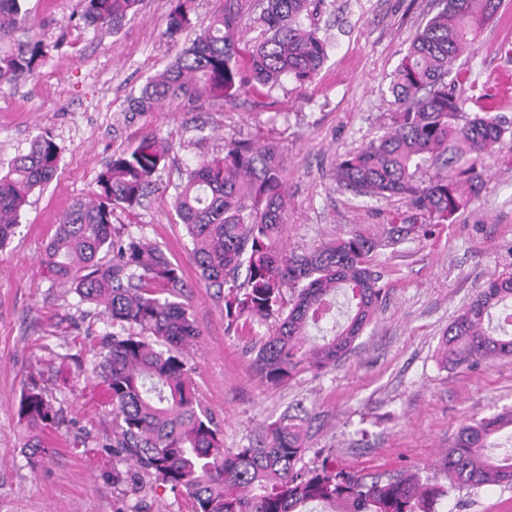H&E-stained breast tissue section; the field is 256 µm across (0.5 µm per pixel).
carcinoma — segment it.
I'll use <instances>...</instances> for the list:
<instances>
[{
	"label": "carcinoma",
	"instance_id": "obj_1",
	"mask_svg": "<svg viewBox=\"0 0 512 512\" xmlns=\"http://www.w3.org/2000/svg\"><path fill=\"white\" fill-rule=\"evenodd\" d=\"M23 2L0 0V33L24 26ZM82 2L85 25L115 30L138 0ZM172 2L164 31L171 40L192 27L193 0ZM318 2L219 0L174 64L132 98L130 110L146 112L177 100L229 102L257 84L312 81L327 58L318 28L304 23ZM440 4L396 70L391 93L400 111L390 131L336 163V180L354 193L404 200L412 215L402 223L384 224L373 236L353 228L310 252H286L285 161L272 144L231 140L224 156L187 170L175 186V211L199 279L224 292L226 333L243 332L253 322L272 327L250 360L254 376L269 387L336 365L385 292L374 250L454 218L478 193L480 157L506 145L502 117L465 115L447 81L456 60L497 17L502 0ZM246 15L255 16L261 33L244 43ZM41 55L40 44L23 41L0 52V86L30 73ZM167 156L166 143L155 136L113 154L97 175L92 196L61 216L42 258L53 280L106 318L109 331L89 352L92 377L111 407L112 437L103 447L112 449V484L152 478L185 494L193 512H306L312 503L329 505L331 512H437L448 488L413 471L362 473L328 461L310 471L298 468L309 419L302 407L266 425L256 443L224 449L221 429L200 400L184 356L201 331L183 272L159 244L112 225L115 208L132 209L151 194ZM58 161V146L42 135L0 175V251L14 235L29 196L54 177ZM429 162L443 172L417 181L416 172ZM342 293L350 302L346 320L326 332ZM494 357H512V275L488 281L442 338V359L454 367ZM66 371L78 379L85 369L39 359L26 374L18 417L31 432L25 453L32 466L48 451L45 431L64 423L47 394L46 375ZM505 429L512 430L511 407L457 431L444 457L450 486H512V452L488 453L490 439ZM128 462L132 468H118Z\"/></svg>",
	"mask_w": 512,
	"mask_h": 512
}]
</instances>
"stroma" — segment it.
<instances>
[{"label":"stroma","instance_id":"1","mask_svg":"<svg viewBox=\"0 0 512 512\" xmlns=\"http://www.w3.org/2000/svg\"><path fill=\"white\" fill-rule=\"evenodd\" d=\"M29 21L17 38L42 41L34 71L0 87V169L50 136L59 147L55 177L29 197L8 246L0 251V512H191L186 495L112 483L103 443L112 415L94 384H52L68 420L47 433L53 453L37 466L23 456L17 404L34 358L69 354L86 363L106 324L87 316L77 296L44 271L40 259L61 214L88 197L112 155L147 134L169 154L157 188L141 207L115 208L114 227L157 242L181 266L202 335L186 357L195 387L223 430L224 447L247 446L263 427L304 406L310 469L324 457L366 472H419L447 484L448 444L460 427L512 406V358L470 368L446 365L441 339L457 311L499 275L512 273V153L480 160L484 180L467 209L433 234L411 233L382 246L373 263L386 295L350 351L332 368L305 372L271 388L250 369L252 347L269 334H226L224 302L199 283L187 234L173 207V186L198 163L223 156L224 143H275L285 158L288 220L282 241L302 253L358 226L374 232L407 215L398 198L356 195L336 181L337 161L379 139L397 110L391 76L411 41L438 11L436 0H325L311 18L328 43L320 73L305 85L283 80L235 102L163 103L129 109L130 95L174 62L184 39L164 36L171 0H139L114 32L80 22L81 0H25ZM454 87L467 115L503 70L512 71V0L455 64ZM439 512H512V488L449 490Z\"/></svg>","mask_w":512,"mask_h":512}]
</instances>
